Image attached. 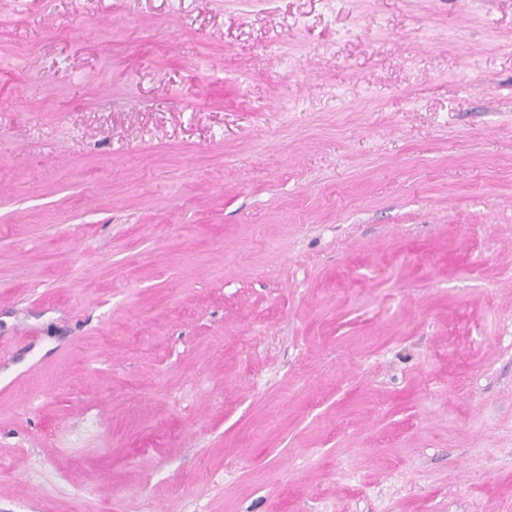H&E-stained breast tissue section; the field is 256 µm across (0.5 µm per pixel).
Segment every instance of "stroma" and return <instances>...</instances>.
Segmentation results:
<instances>
[{
	"label": "stroma",
	"instance_id": "obj_1",
	"mask_svg": "<svg viewBox=\"0 0 512 512\" xmlns=\"http://www.w3.org/2000/svg\"><path fill=\"white\" fill-rule=\"evenodd\" d=\"M0 512H512V0H0Z\"/></svg>",
	"mask_w": 512,
	"mask_h": 512
}]
</instances>
